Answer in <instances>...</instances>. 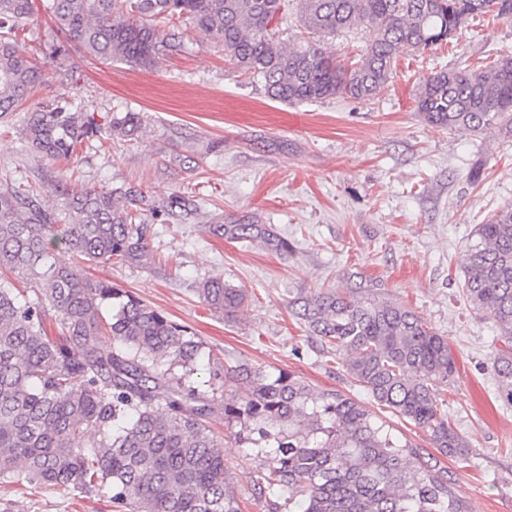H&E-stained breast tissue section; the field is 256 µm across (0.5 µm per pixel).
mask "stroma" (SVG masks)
Here are the masks:
<instances>
[{
	"instance_id": "35a3bbf8",
	"label": "stroma",
	"mask_w": 512,
	"mask_h": 512,
	"mask_svg": "<svg viewBox=\"0 0 512 512\" xmlns=\"http://www.w3.org/2000/svg\"><path fill=\"white\" fill-rule=\"evenodd\" d=\"M19 44L43 49L44 79L31 107L66 97L89 112L141 113L145 126L140 139L115 142L110 152L84 151L67 171L26 148L18 128L27 108H18L0 122V180L44 183L53 205L51 184L69 181L74 170L99 188L136 179L150 198L188 191L203 213L272 224L288 241L277 255L209 237L200 217L162 215L151 244L164 263L97 264L87 269L91 277L136 295L227 359L362 401L367 395L348 377L343 355L328 354L289 303L362 282L408 305L448 339L456 372L442 397L471 453L464 461L441 455L409 420L378 405L374 413L438 457L471 512H512V407L498 398L491 371L497 328L467 301L460 267L476 225L512 204V135L497 127L444 131L414 103L427 74L474 69L512 48V19L479 17L447 45L400 55L390 88L372 99L293 106L269 99L210 45L190 44L148 70L104 65L70 46L42 10ZM216 274L249 293L236 319L197 293ZM224 460L244 512H262L250 487L261 455L228 439ZM5 502L9 512H115L105 497L21 485L0 488Z\"/></svg>"
}]
</instances>
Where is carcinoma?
I'll use <instances>...</instances> for the list:
<instances>
[{
	"label": "carcinoma",
	"mask_w": 512,
	"mask_h": 512,
	"mask_svg": "<svg viewBox=\"0 0 512 512\" xmlns=\"http://www.w3.org/2000/svg\"><path fill=\"white\" fill-rule=\"evenodd\" d=\"M295 4L300 36L280 39ZM55 27L102 64L152 68L182 50L174 31L222 48L240 71L285 105L388 88L402 53L449 42L469 20L512 18V0H48ZM35 0H0V119L43 81L39 54L19 47ZM365 26L371 38L347 65L320 39ZM424 120L448 132L512 131V53L481 69H441L415 96ZM138 112H85L70 100L26 113L21 140L60 167L83 148L132 139ZM0 182V486L106 494L127 512H241L224 466V438L265 443L251 477L266 512L294 503L302 512H470L447 471L401 440L365 406L338 390H317L246 360L207 353L209 379H194L201 340L138 297L90 278L87 263L150 267L157 254L150 215L197 212L186 193L148 203L139 186L56 188ZM209 236L288 251L273 224H205ZM69 254L66 261L57 253ZM474 309L498 329L492 370L512 406V205L478 224L461 259ZM27 281L30 287L18 288ZM198 294L232 316L247 290L216 275ZM112 304L111 313L103 305ZM321 344L346 355L354 384L376 404L429 432L444 455L464 459L470 444L438 402L456 362L447 338L408 306L375 293L321 289L291 301ZM226 432L214 430L216 412Z\"/></svg>",
	"instance_id": "1"
}]
</instances>
